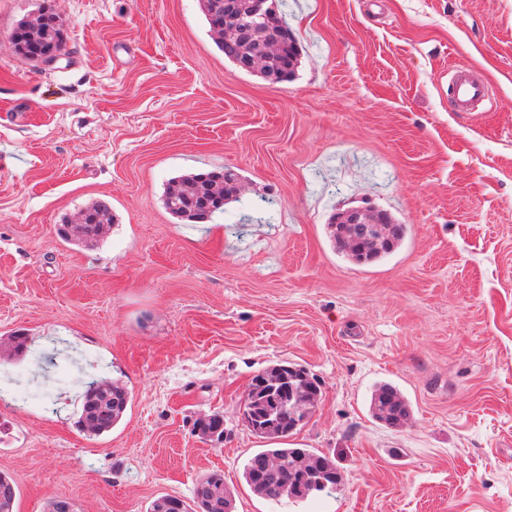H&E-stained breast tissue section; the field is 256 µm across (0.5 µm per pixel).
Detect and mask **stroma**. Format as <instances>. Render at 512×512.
<instances>
[{"instance_id":"1","label":"stroma","mask_w":512,"mask_h":512,"mask_svg":"<svg viewBox=\"0 0 512 512\" xmlns=\"http://www.w3.org/2000/svg\"><path fill=\"white\" fill-rule=\"evenodd\" d=\"M50 8L56 62L10 40ZM300 50L289 82L238 70L199 0H0V339L24 408L0 409L17 512H149L220 471L235 512H512V0H283ZM492 105L448 109V69ZM244 187L204 224L163 205L169 179L216 167ZM98 199L93 247L58 234ZM389 212L401 248L356 265L333 214ZM283 362L322 384L291 436L341 482L280 506L242 467L254 375ZM132 401L80 432L87 376ZM396 386L404 424L372 418ZM222 413L223 441L193 433ZM84 210L89 212L90 222L88 224V217L86 212L82 211L75 222V226L85 224L82 237H71L68 230V224H63L60 229L61 237L68 242H75L82 245L91 243H100L107 238L112 229V224H115V215L112 213V205L107 200H99L87 206ZM369 410L376 421L389 426H396L397 421L407 420L411 415L407 400L395 386L387 382L374 386Z\"/></svg>"}]
</instances>
